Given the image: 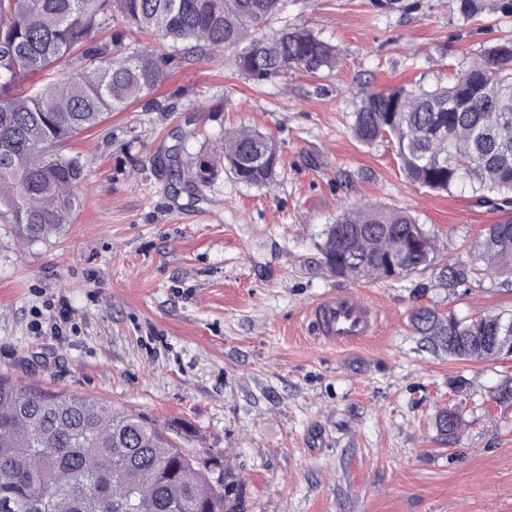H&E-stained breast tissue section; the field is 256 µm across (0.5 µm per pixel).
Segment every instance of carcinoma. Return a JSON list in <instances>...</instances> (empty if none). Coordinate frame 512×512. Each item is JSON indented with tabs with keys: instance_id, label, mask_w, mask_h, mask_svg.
<instances>
[{
	"instance_id": "1",
	"label": "carcinoma",
	"mask_w": 512,
	"mask_h": 512,
	"mask_svg": "<svg viewBox=\"0 0 512 512\" xmlns=\"http://www.w3.org/2000/svg\"><path fill=\"white\" fill-rule=\"evenodd\" d=\"M287 0H0V224L41 242L70 222L86 176L77 135L104 122L168 76L166 60L235 51V70L257 84L291 73L336 67V45L300 26L259 31ZM464 19L512 17V0H448ZM117 24L150 37L134 51L117 40L84 53V63L55 70L83 49L93 31ZM354 137L389 140L407 179L448 192L468 186L512 207V41L486 48L448 86L368 91L354 112ZM239 183L273 182L281 165L275 139L229 129L210 154L172 177L191 188L218 164ZM321 264L353 282L399 281L432 269L416 285L450 293L481 271L512 275V219L489 224L477 254L438 261V234L397 208L346 207L326 225ZM413 330L435 350L460 360L493 356L495 336H512V313L460 319L422 306ZM436 429L459 430L458 413L442 409ZM180 431L143 416L116 414L89 398L18 384L0 376V512H226L230 487L209 460L180 446Z\"/></svg>"
}]
</instances>
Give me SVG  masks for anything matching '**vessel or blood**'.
I'll return each mask as SVG.
<instances>
[{
    "instance_id": "vessel-or-blood-1",
    "label": "vessel or blood",
    "mask_w": 512,
    "mask_h": 512,
    "mask_svg": "<svg viewBox=\"0 0 512 512\" xmlns=\"http://www.w3.org/2000/svg\"><path fill=\"white\" fill-rule=\"evenodd\" d=\"M311 322L319 340L343 347L373 335L378 317L361 293L346 291L319 302L313 309Z\"/></svg>"
}]
</instances>
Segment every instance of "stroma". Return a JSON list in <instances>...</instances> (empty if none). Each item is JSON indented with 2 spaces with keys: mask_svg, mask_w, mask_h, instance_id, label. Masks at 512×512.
<instances>
[{
  "mask_svg": "<svg viewBox=\"0 0 512 512\" xmlns=\"http://www.w3.org/2000/svg\"><path fill=\"white\" fill-rule=\"evenodd\" d=\"M380 2L288 0L269 20L336 44L333 71L256 85L231 51L179 57L160 89L76 136L86 178L70 223L32 245L0 228V375L182 424L185 448L217 454L243 512H512V404L491 400L512 354L456 360L410 323L421 305L510 311L512 288L485 272L421 297L429 273L354 283L319 262L326 224L351 203L409 210L443 260L468 257L507 217L466 187L410 185L393 145L362 144L351 125L366 91L453 81L512 38V17ZM241 125L277 141L274 185L221 168L172 191V157ZM351 289L374 307L376 335L319 342L313 306ZM444 408L458 439L436 430Z\"/></svg>",
  "mask_w": 512,
  "mask_h": 512,
  "instance_id": "obj_1",
  "label": "stroma"
}]
</instances>
